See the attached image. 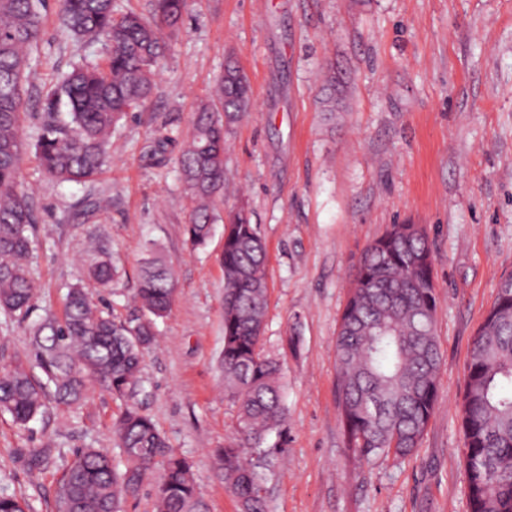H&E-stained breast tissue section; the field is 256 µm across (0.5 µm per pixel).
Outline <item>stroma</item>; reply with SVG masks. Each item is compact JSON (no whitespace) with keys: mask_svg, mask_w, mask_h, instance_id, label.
<instances>
[{"mask_svg":"<svg viewBox=\"0 0 512 512\" xmlns=\"http://www.w3.org/2000/svg\"><path fill=\"white\" fill-rule=\"evenodd\" d=\"M60 0H47L24 98L20 179L37 224L31 272L41 296L26 318L0 315V360L29 343L44 308L61 309L87 280L88 239L112 253L120 278L103 298L137 318L139 270L154 246L176 272L170 312L155 324L134 402L194 465L209 512H237L213 456L236 439L237 409L217 366L224 343V224L191 249L179 159L193 113L227 63L252 89L250 112L225 135L232 195L264 239V348L282 363L287 420L267 440L269 512H468L456 401L473 336L500 278L512 272V0H190L168 40L145 105L112 130L94 181L59 183L34 139L40 94L78 62L102 63L103 43L71 40ZM392 224L429 235L443 355L439 405L419 448L371 461L345 444L335 341L365 248ZM124 401L91 385L78 409L22 428L0 416V495L55 512L57 481L76 449L124 455L112 420ZM55 441L33 472L29 449Z\"/></svg>","mask_w":512,"mask_h":512,"instance_id":"obj_1","label":"stroma"}]
</instances>
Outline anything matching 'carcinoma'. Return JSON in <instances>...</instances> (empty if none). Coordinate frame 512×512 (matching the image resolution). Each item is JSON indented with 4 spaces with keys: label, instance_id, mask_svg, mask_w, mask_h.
<instances>
[{
    "label": "carcinoma",
    "instance_id": "1",
    "mask_svg": "<svg viewBox=\"0 0 512 512\" xmlns=\"http://www.w3.org/2000/svg\"><path fill=\"white\" fill-rule=\"evenodd\" d=\"M46 0H0V313L26 316L36 298L29 259L35 217L23 187L21 110L32 51L41 40ZM189 0H153L148 17L118 14L112 0H61L64 27L77 41L107 47L102 66L76 64L47 92L35 148L45 173L59 182L94 180L108 159L112 128L149 98L166 41L178 36ZM248 79L227 65L194 113L180 158L190 205L185 235L191 247L207 243L215 222L213 199L224 192V128L251 108ZM68 119H58L60 106ZM266 246L240 208L224 219V391L237 406L242 438L214 450L224 489L238 512H266L262 461L266 436L286 417L281 362L262 339L267 308ZM88 275L106 289L118 275L111 253L91 250ZM176 292L168 260L153 252L140 269L135 298L147 318L121 321L103 300L72 286L61 311L47 310L30 330L27 352L0 365V415L20 427L51 405H81L94 383L118 399L140 387L144 352L155 341ZM438 295L432 248L420 224H392L362 254L336 337V381L346 446L370 460L407 457L439 404L442 365L436 321ZM463 432L461 464L469 512H512V273L473 337L463 390L457 399ZM124 469L103 448H78L56 490V512H121L123 496L137 491L157 460L156 512H208L192 463L174 453L153 421L134 405L113 420ZM48 445L29 449L42 470ZM0 512H29V504L0 495Z\"/></svg>",
    "mask_w": 512,
    "mask_h": 512
}]
</instances>
